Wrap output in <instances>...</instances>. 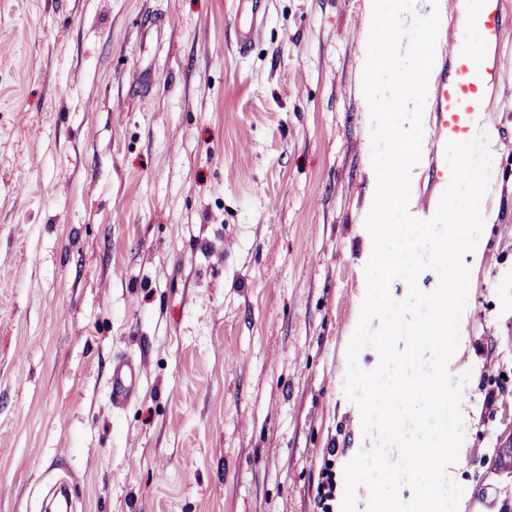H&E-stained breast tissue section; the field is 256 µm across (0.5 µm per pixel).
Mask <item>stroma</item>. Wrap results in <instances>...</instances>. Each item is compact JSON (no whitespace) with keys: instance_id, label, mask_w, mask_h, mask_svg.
Segmentation results:
<instances>
[{"instance_id":"stroma-1","label":"stroma","mask_w":512,"mask_h":512,"mask_svg":"<svg viewBox=\"0 0 512 512\" xmlns=\"http://www.w3.org/2000/svg\"><path fill=\"white\" fill-rule=\"evenodd\" d=\"M373 0H0V512H320L371 442L345 394L377 182ZM497 212L447 364L458 512L512 505V68L487 102ZM141 366L124 408L114 359ZM268 2V0H250V20L247 24L238 26L235 31L239 54L246 55L259 37L267 20ZM335 456V449H328L327 457L323 463V482L318 492L321 512L336 511V473L333 470L332 459Z\"/></svg>"}]
</instances>
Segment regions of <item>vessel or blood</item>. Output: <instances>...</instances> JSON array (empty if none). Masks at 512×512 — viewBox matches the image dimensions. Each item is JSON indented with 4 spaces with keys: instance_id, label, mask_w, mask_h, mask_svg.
I'll return each mask as SVG.
<instances>
[{
    "instance_id": "obj_1",
    "label": "vessel or blood",
    "mask_w": 512,
    "mask_h": 512,
    "mask_svg": "<svg viewBox=\"0 0 512 512\" xmlns=\"http://www.w3.org/2000/svg\"><path fill=\"white\" fill-rule=\"evenodd\" d=\"M465 17L469 38L449 37L442 50L443 59L435 63L428 79L432 90L431 120L426 137L431 148L429 171L434 192L417 208L416 217L430 219L436 212L451 181L447 160L448 142L474 138L487 122L485 102L497 89L503 61L497 51L508 22L502 0H457ZM268 16V0H250V20L237 27L236 46L247 54L259 37ZM141 365L122 357L112 364V405L125 407L135 397Z\"/></svg>"
}]
</instances>
